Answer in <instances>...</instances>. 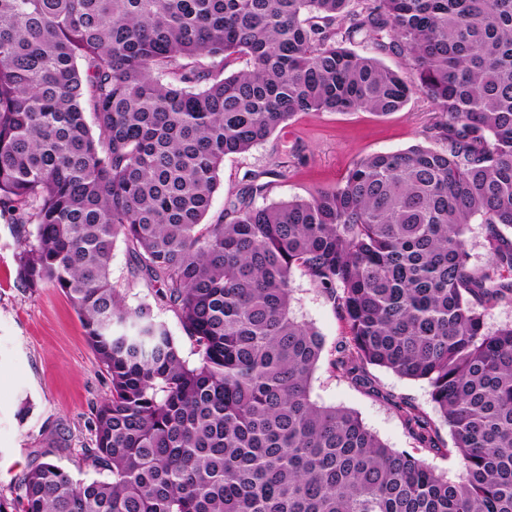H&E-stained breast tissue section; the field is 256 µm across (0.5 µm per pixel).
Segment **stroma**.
Masks as SVG:
<instances>
[{
  "label": "stroma",
  "instance_id": "obj_1",
  "mask_svg": "<svg viewBox=\"0 0 512 512\" xmlns=\"http://www.w3.org/2000/svg\"><path fill=\"white\" fill-rule=\"evenodd\" d=\"M433 104L412 96L404 108L386 117L358 110L297 115L288 126L241 155L226 157L221 186L213 196L209 219L224 211L227 197L249 179L268 184L266 201L308 197L321 187L340 183L359 159L428 144L434 122ZM14 227L0 216V497H13L22 475L45 449L75 476L91 480L96 471L82 455L90 445L93 408L111 394V381L100 366L82 324L66 296L53 286L32 292L16 277ZM133 261L123 244L112 251V278L123 283L128 306L148 302L164 321L184 358L193 347L174 313L155 303L154 292L130 275ZM294 312L313 324L324 340V353L312 379L318 403L351 409L389 447L423 457L438 472L456 478L455 456L446 451L451 440L440 428V449L419 447L409 433L399 404L413 406L432 422L439 414L426 383L373 367L372 388L365 389L332 372L331 352L343 327L331 305L307 278L295 276ZM27 415H20L22 402Z\"/></svg>",
  "mask_w": 512,
  "mask_h": 512
}]
</instances>
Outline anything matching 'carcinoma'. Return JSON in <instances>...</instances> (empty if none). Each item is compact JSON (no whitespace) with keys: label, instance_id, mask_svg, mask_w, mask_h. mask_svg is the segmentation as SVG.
<instances>
[{"label":"carcinoma","instance_id":"obj_1","mask_svg":"<svg viewBox=\"0 0 512 512\" xmlns=\"http://www.w3.org/2000/svg\"><path fill=\"white\" fill-rule=\"evenodd\" d=\"M414 94L441 147L372 154L307 198L258 206L252 183L206 221L224 158L298 114ZM0 215L19 281L67 296L112 384L83 448L102 477L47 449L0 512H512V322L486 325L512 304V0H0ZM118 242L194 362L126 306ZM297 272L344 324L333 371L428 384L458 479L313 400L324 341L292 315ZM486 227L484 224L474 223L469 226L467 237L470 243L471 264L475 268H484L489 258L485 244Z\"/></svg>","mask_w":512,"mask_h":512}]
</instances>
